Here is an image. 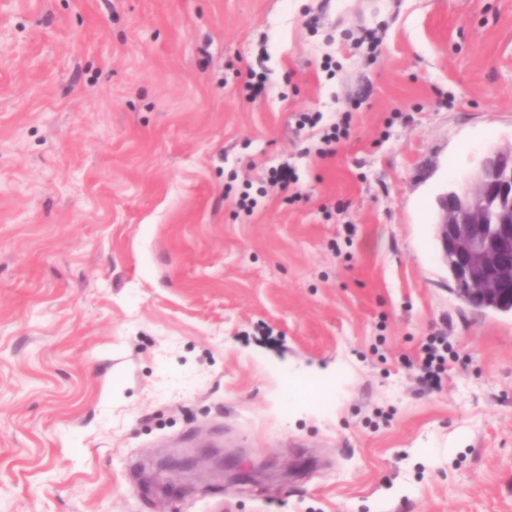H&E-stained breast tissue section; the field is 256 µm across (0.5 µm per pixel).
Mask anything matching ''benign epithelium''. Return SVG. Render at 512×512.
Here are the masks:
<instances>
[{"label": "benign epithelium", "mask_w": 512, "mask_h": 512, "mask_svg": "<svg viewBox=\"0 0 512 512\" xmlns=\"http://www.w3.org/2000/svg\"><path fill=\"white\" fill-rule=\"evenodd\" d=\"M438 203L437 238L457 296L512 312V146L487 152L465 187Z\"/></svg>", "instance_id": "7a95c632"}]
</instances>
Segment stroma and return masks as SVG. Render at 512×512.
<instances>
[{
  "instance_id": "35a3bbf8",
  "label": "stroma",
  "mask_w": 512,
  "mask_h": 512,
  "mask_svg": "<svg viewBox=\"0 0 512 512\" xmlns=\"http://www.w3.org/2000/svg\"><path fill=\"white\" fill-rule=\"evenodd\" d=\"M510 144L512 0H0V512H512V314L436 233ZM448 339L444 336H431L422 348L419 363V378L429 385H437L440 374L445 370L448 359Z\"/></svg>"
}]
</instances>
